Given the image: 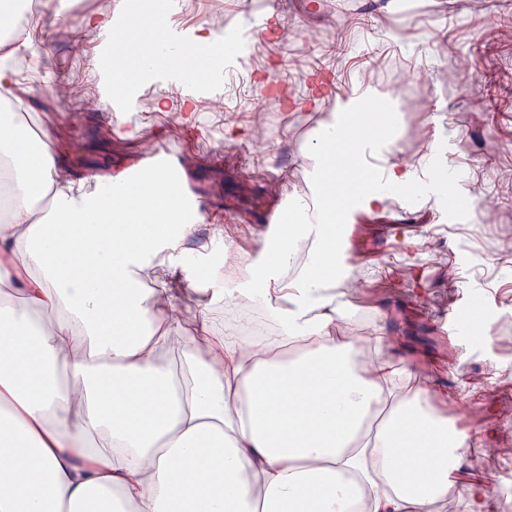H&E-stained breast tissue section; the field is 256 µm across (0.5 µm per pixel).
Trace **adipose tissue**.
<instances>
[{"label": "adipose tissue", "mask_w": 512, "mask_h": 512, "mask_svg": "<svg viewBox=\"0 0 512 512\" xmlns=\"http://www.w3.org/2000/svg\"><path fill=\"white\" fill-rule=\"evenodd\" d=\"M170 0L127 8L103 55L116 112L137 77L218 71L247 36L205 22L179 31ZM365 99L339 101L311 147L308 190L289 196L256 251L215 224L219 256L255 273L178 300L179 250L204 220L182 181L96 177L74 192L59 145L29 144L0 114L12 205L0 218V512H491L492 471L468 477L469 448L501 449L478 408L449 414L443 361L408 351L378 322L352 328L357 288L349 229L413 191L393 139L363 137ZM357 142L375 180L352 186L331 157ZM50 197V211L39 202ZM261 308L268 336L225 329L213 305Z\"/></svg>", "instance_id": "ef3b65f1"}]
</instances>
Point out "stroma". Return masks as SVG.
I'll use <instances>...</instances> for the list:
<instances>
[{"mask_svg": "<svg viewBox=\"0 0 512 512\" xmlns=\"http://www.w3.org/2000/svg\"><path fill=\"white\" fill-rule=\"evenodd\" d=\"M107 3L117 12L122 0H70L61 15L40 9L14 62L19 104L32 138L61 130L77 179L136 172L149 147L170 154L166 170H181L207 217L182 245L185 275L210 249V225H240L239 251L254 248L253 231L267 227L287 192L304 189L312 135L338 99H389L398 154L419 175L431 164L423 135L447 141L446 191L468 195L467 210L443 213L410 193L363 216L351 231L362 282L353 323L376 319L409 350L447 354L439 383L479 407L489 432L512 438V0H415L405 15L398 0H224L227 28H253L258 14L278 11L224 68L226 79L248 70L246 93L264 113L225 121L216 103L224 83L200 74L142 82V108L126 123L98 104L107 36L80 26ZM190 92L193 115L180 128L151 107ZM131 126L140 136H127ZM477 312L493 322V352L457 327Z\"/></svg>", "mask_w": 512, "mask_h": 512, "instance_id": "obj_1", "label": "stroma"}]
</instances>
